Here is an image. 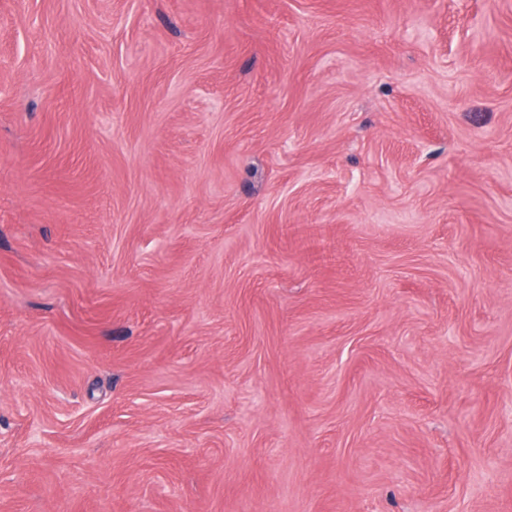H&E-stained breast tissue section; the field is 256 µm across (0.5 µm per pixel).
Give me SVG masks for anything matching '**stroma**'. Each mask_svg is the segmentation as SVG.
Masks as SVG:
<instances>
[{"mask_svg": "<svg viewBox=\"0 0 512 512\" xmlns=\"http://www.w3.org/2000/svg\"><path fill=\"white\" fill-rule=\"evenodd\" d=\"M0 512H512V0H0Z\"/></svg>", "mask_w": 512, "mask_h": 512, "instance_id": "35a3bbf8", "label": "stroma"}]
</instances>
